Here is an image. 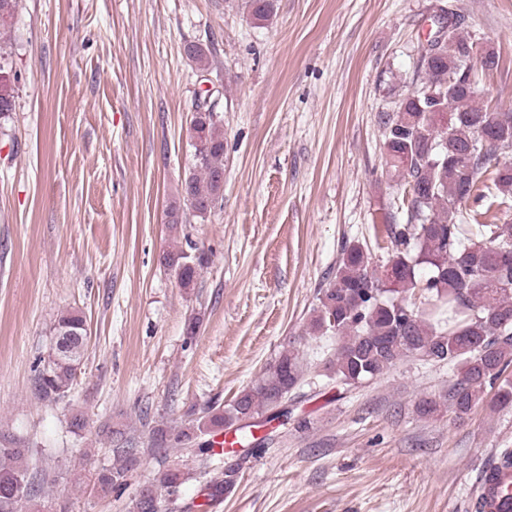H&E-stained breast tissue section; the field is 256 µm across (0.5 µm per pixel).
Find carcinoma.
Masks as SVG:
<instances>
[{"label":"carcinoma","mask_w":512,"mask_h":512,"mask_svg":"<svg viewBox=\"0 0 512 512\" xmlns=\"http://www.w3.org/2000/svg\"><path fill=\"white\" fill-rule=\"evenodd\" d=\"M245 4L257 21L270 20L275 11V0ZM433 20L438 28L448 21V28L421 47L414 88L393 101L382 118L387 164L400 178L405 215V222L386 225L391 272L383 277L372 272L364 245L344 246L335 280L319 291L311 331L336 336L326 370L338 394L408 357L455 366L446 408L462 419L484 401L489 388L498 402L512 401V224L481 221L477 207L487 198L502 205L512 199V163L496 160L497 152H512V112L476 101L472 53L477 43L464 33L457 13L450 9ZM9 28L10 23L0 21V84L10 74L3 47ZM185 52L197 69L209 68L207 47L191 43ZM189 133L193 163L182 183L183 201L195 200L192 214L204 218L224 192V119L217 112L195 111ZM164 261L188 288L208 258L202 252L171 251ZM420 265L429 273L418 281ZM415 289L419 301L403 297ZM86 334L81 312L58 317L53 335L64 338L66 349L51 346L40 359L41 398L58 402L68 396L85 361L87 345L80 338ZM303 376L300 351L285 350L229 406L208 408L195 424L175 434L151 430L150 447L163 457L169 448L195 456L205 506L213 508L234 488L241 464L227 465L222 476L206 479L216 452L214 442L201 436L250 427L260 415L277 410ZM102 433L110 440L113 463L97 474L94 487L108 492L125 482L139 456L125 433L108 424ZM36 455L32 448L0 447V512H23L35 500L41 470L29 458ZM185 481L183 471L163 467L147 485L157 498L138 492L135 512H189L192 506L179 501Z\"/></svg>","instance_id":"1"}]
</instances>
